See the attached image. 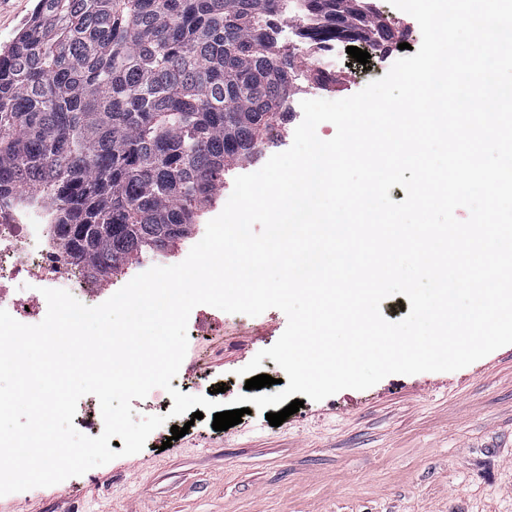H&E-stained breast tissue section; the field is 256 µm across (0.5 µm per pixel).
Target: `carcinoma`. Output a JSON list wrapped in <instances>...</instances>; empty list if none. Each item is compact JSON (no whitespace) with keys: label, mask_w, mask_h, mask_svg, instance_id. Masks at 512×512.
<instances>
[{"label":"carcinoma","mask_w":512,"mask_h":512,"mask_svg":"<svg viewBox=\"0 0 512 512\" xmlns=\"http://www.w3.org/2000/svg\"><path fill=\"white\" fill-rule=\"evenodd\" d=\"M290 0H38L0 51V199L52 205L100 281L189 236L288 121ZM307 45L386 51L370 0H295Z\"/></svg>","instance_id":"1"}]
</instances>
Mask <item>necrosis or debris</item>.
Wrapping results in <instances>:
<instances>
[{"mask_svg": "<svg viewBox=\"0 0 512 512\" xmlns=\"http://www.w3.org/2000/svg\"><path fill=\"white\" fill-rule=\"evenodd\" d=\"M47 216L40 207L0 201V308L29 325L46 315L43 289L74 284L91 298L102 294L82 264L62 260Z\"/></svg>", "mask_w": 512, "mask_h": 512, "instance_id": "obj_1", "label": "necrosis or debris"}]
</instances>
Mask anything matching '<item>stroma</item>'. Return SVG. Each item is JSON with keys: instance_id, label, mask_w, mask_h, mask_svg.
<instances>
[{"instance_id": "35a3bbf8", "label": "stroma", "mask_w": 512, "mask_h": 512, "mask_svg": "<svg viewBox=\"0 0 512 512\" xmlns=\"http://www.w3.org/2000/svg\"><path fill=\"white\" fill-rule=\"evenodd\" d=\"M398 47L352 61L338 44L339 100L385 75ZM287 326L272 308L252 317L195 307L177 378L188 394H243L238 376ZM214 414L174 418L138 453L49 487L0 496V512H512V345L454 372L390 375L342 390L271 426L252 411L225 431ZM188 426L171 440V426Z\"/></svg>"}]
</instances>
